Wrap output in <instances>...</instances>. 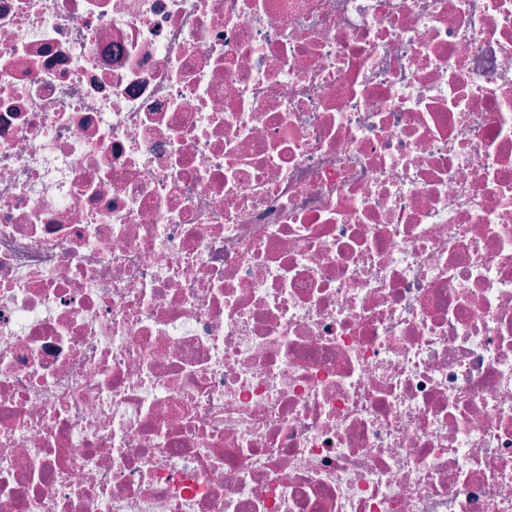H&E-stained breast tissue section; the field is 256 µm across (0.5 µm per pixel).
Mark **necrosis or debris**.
<instances>
[{
    "instance_id": "obj_1",
    "label": "necrosis or debris",
    "mask_w": 512,
    "mask_h": 512,
    "mask_svg": "<svg viewBox=\"0 0 512 512\" xmlns=\"http://www.w3.org/2000/svg\"><path fill=\"white\" fill-rule=\"evenodd\" d=\"M0 512H512V0H0Z\"/></svg>"
}]
</instances>
